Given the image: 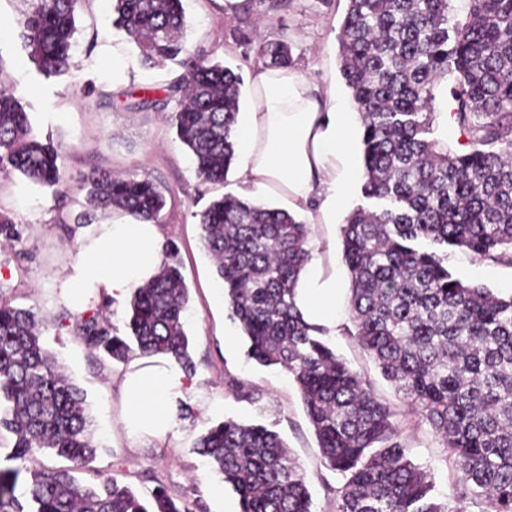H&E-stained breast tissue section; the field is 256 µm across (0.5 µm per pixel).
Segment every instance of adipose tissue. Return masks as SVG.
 Segmentation results:
<instances>
[{"label": "adipose tissue", "instance_id": "obj_1", "mask_svg": "<svg viewBox=\"0 0 512 512\" xmlns=\"http://www.w3.org/2000/svg\"><path fill=\"white\" fill-rule=\"evenodd\" d=\"M251 87L246 118L236 131L238 192L257 203L279 196L289 209L309 216L315 250L300 274L296 303L309 323L335 330L343 304L332 249L336 214L360 178L351 162L352 118L337 108L332 88L290 66H259ZM81 254L57 285L60 301L79 313L102 294L117 301L133 297L167 261L159 224L119 210L84 238ZM183 387L170 357L131 354L119 384L127 433L172 434L175 422L163 404Z\"/></svg>", "mask_w": 512, "mask_h": 512}]
</instances>
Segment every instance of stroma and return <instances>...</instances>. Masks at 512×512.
<instances>
[{
    "label": "stroma",
    "mask_w": 512,
    "mask_h": 512,
    "mask_svg": "<svg viewBox=\"0 0 512 512\" xmlns=\"http://www.w3.org/2000/svg\"><path fill=\"white\" fill-rule=\"evenodd\" d=\"M187 44L201 55L249 78L259 66V45L282 37L291 47L293 65L310 79L347 88L339 72L337 33L346 0H183ZM26 0H0V84L14 87L28 112L34 133L51 141L62 155L66 194L28 183L12 170L0 171V212L24 229L25 242L0 247V302L31 307L51 320L63 310L53 298L55 282L81 257L80 245L93 224L111 222L108 211H95L85 224L83 180L94 172H133L149 178L165 195L159 222L165 240L177 247L180 270L189 291L185 329L195 372L187 392L168 409L176 423L164 439L128 438L121 426L119 382L126 363H96L71 327L49 329L48 348L67 374L87 393L91 432L98 446L92 469L118 474L140 491L162 481L178 502H198L202 512H238L236 494L221 487L216 474L196 452V443L213 425L233 418L259 423L277 432L305 471L313 512H335L328 491L336 476L320 461L317 442L300 394L288 375L247 356V343L228 307L214 265L201 244L196 217L215 197L237 193L235 175L222 185L198 180L168 117L177 107L166 89L182 73L173 62L153 68L138 64V51L125 32L112 25V0H84L76 15V46L69 71L44 77L28 58L19 33ZM125 53L134 66L125 88L112 87V53ZM449 268L462 280L501 295L512 293V266L476 260L456 249ZM348 308L336 314L330 343L375 392L392 405L412 460L433 479L439 500L452 498L455 475L446 450L428 424L411 415L401 394L381 375L374 360L347 333Z\"/></svg>",
    "instance_id": "1"
}]
</instances>
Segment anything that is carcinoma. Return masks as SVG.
Returning <instances> with one entry per match:
<instances>
[{"instance_id": "1", "label": "carcinoma", "mask_w": 512, "mask_h": 512, "mask_svg": "<svg viewBox=\"0 0 512 512\" xmlns=\"http://www.w3.org/2000/svg\"><path fill=\"white\" fill-rule=\"evenodd\" d=\"M20 37L46 77L70 67L82 0H28ZM116 26L143 65L176 62L183 73L170 116L203 184H222L236 159L239 74L183 40L182 0H113ZM451 0H347L339 70L361 120L365 204L341 225L354 336L381 375L427 422L456 473L455 501H438L429 474L408 454L396 412L338 355L325 330L295 301L309 260L308 228L288 211L232 194L197 213L204 248L224 282L247 355L288 373L300 393L336 512H512V294L457 278L448 251L512 266V0H468L450 23ZM266 65H289L288 43L259 46ZM448 94L470 149L435 137V89ZM55 193L66 189L60 155L32 131L15 91L0 89V169ZM93 209H121L156 221L166 199L135 174L84 179ZM0 239L24 241L0 213ZM188 288L175 265L131 298L119 330L101 312L81 313L73 332L90 354L126 360L170 356L194 373L183 314ZM45 321L32 308L0 303V432L14 436L0 468V512H193L156 484L142 494L114 473L79 481L97 452L86 393L46 347ZM239 512H312L306 476L279 434L226 419L197 443ZM41 455L66 466L44 465ZM29 474L17 493L21 471Z\"/></svg>"}]
</instances>
